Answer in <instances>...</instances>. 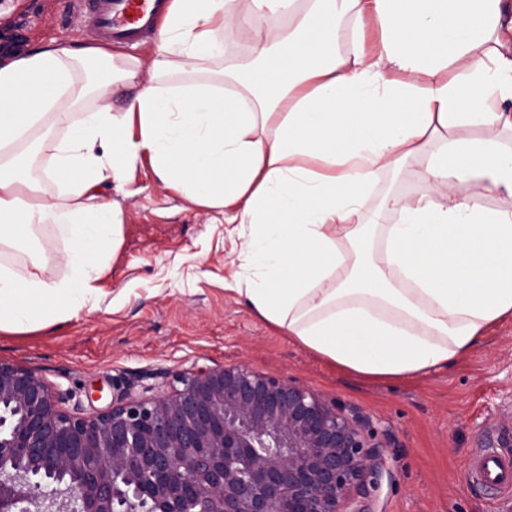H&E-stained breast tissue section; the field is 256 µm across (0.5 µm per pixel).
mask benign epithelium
<instances>
[{"instance_id": "7a95c632", "label": "benign epithelium", "mask_w": 512, "mask_h": 512, "mask_svg": "<svg viewBox=\"0 0 512 512\" xmlns=\"http://www.w3.org/2000/svg\"><path fill=\"white\" fill-rule=\"evenodd\" d=\"M126 392L86 419L36 371L0 361V512H373L385 471L369 422L242 364ZM484 448H512L488 427Z\"/></svg>"}]
</instances>
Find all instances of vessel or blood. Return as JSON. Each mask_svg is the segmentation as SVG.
<instances>
[{
  "label": "vessel or blood",
  "instance_id": "obj_1",
  "mask_svg": "<svg viewBox=\"0 0 512 512\" xmlns=\"http://www.w3.org/2000/svg\"><path fill=\"white\" fill-rule=\"evenodd\" d=\"M99 36L113 41L147 38L167 0H82ZM468 484L500 496L512 495V448H482L470 453L463 470Z\"/></svg>",
  "mask_w": 512,
  "mask_h": 512
}]
</instances>
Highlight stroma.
<instances>
[{"instance_id": "35a3bbf8", "label": "stroma", "mask_w": 512, "mask_h": 512, "mask_svg": "<svg viewBox=\"0 0 512 512\" xmlns=\"http://www.w3.org/2000/svg\"><path fill=\"white\" fill-rule=\"evenodd\" d=\"M9 57L35 45L97 44L68 0H0ZM119 202L123 239L93 312L36 332L0 333V359L31 368L62 393V407L91 417L113 394L171 391L176 374L246 364L290 378L368 416L391 470L370 490L374 512H500L495 494L461 471L482 429L512 426V318L498 321L450 366L408 381L348 376L288 340L234 291L240 261L223 215L188 208L137 166Z\"/></svg>"}]
</instances>
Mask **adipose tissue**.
Instances as JSON below:
<instances>
[{
    "label": "adipose tissue",
    "instance_id": "adipose-tissue-1",
    "mask_svg": "<svg viewBox=\"0 0 512 512\" xmlns=\"http://www.w3.org/2000/svg\"><path fill=\"white\" fill-rule=\"evenodd\" d=\"M244 20L252 67L198 80ZM44 130L46 166L27 175ZM144 161L197 210L234 209L250 307L349 375L418 377L512 317L503 0H170L149 62L50 42L0 66V333L96 309L122 240L112 195ZM409 165L420 191L362 223Z\"/></svg>",
    "mask_w": 512,
    "mask_h": 512
}]
</instances>
